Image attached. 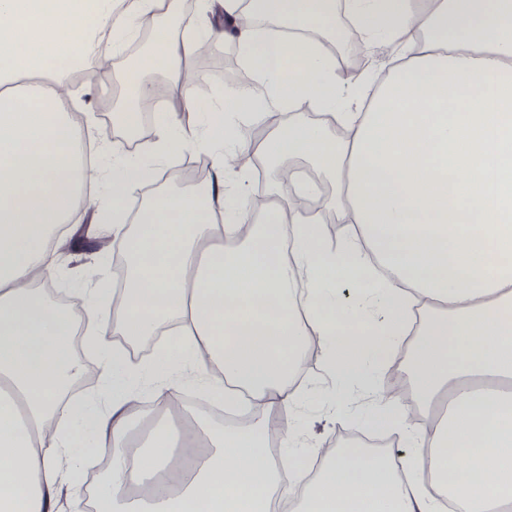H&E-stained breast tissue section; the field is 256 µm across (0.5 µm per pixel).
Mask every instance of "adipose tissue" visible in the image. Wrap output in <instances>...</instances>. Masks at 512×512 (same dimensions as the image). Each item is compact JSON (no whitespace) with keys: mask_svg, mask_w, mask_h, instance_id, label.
I'll use <instances>...</instances> for the list:
<instances>
[{"mask_svg":"<svg viewBox=\"0 0 512 512\" xmlns=\"http://www.w3.org/2000/svg\"><path fill=\"white\" fill-rule=\"evenodd\" d=\"M165 0H0V512H55L69 487L75 512L86 493L73 476L108 457L97 512H270L290 496L271 458L300 439L282 421L304 396L294 374L313 345L346 383L380 375L398 355L415 311L426 312L410 353L409 392L370 391V420L402 438L401 456L337 448L292 512H505L512 506V0H223L242 54L223 100L194 94L181 64L204 39L198 26L150 45L125 75L113 119L136 129L152 97L147 76L172 73L179 104L157 115V151L195 139L214 151L206 187L166 191L137 212L124 235L125 286L111 321L85 305L77 326L39 289L58 270L51 230L101 183L120 221L131 191L151 180L141 164L99 146L94 169L77 167L79 130L54 86V62L108 58ZM355 22L358 48L389 38L401 62L380 83L342 73L331 52L337 16ZM306 103L260 140L239 125ZM203 114L175 134L180 115ZM264 164L270 184L312 188L288 159L335 182L325 208L347 225L330 244L320 215L297 202L255 206L224 186L238 159ZM172 329L143 366L113 348L97 365L101 407L70 405L86 374L77 332L94 347ZM164 410L198 386L233 403L247 390L260 413L226 427L206 411L189 427L155 433L128 457L144 408L140 386Z\"/></svg>","mask_w":512,"mask_h":512,"instance_id":"obj_1","label":"adipose tissue"}]
</instances>
